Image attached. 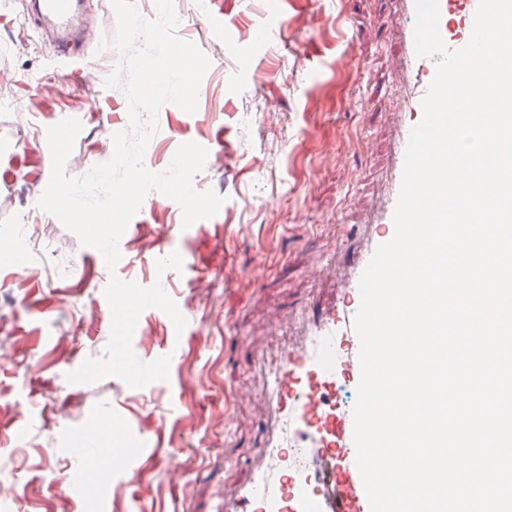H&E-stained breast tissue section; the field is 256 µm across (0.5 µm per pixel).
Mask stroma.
<instances>
[{
  "instance_id": "obj_1",
  "label": "stroma",
  "mask_w": 512,
  "mask_h": 512,
  "mask_svg": "<svg viewBox=\"0 0 512 512\" xmlns=\"http://www.w3.org/2000/svg\"><path fill=\"white\" fill-rule=\"evenodd\" d=\"M281 5L283 27L258 45L263 0H174L179 36L211 66L195 114L160 110L144 163L161 171L180 144L211 146L193 184L224 204L186 229L177 203L145 198L111 271L36 206L51 170L47 126L82 109L66 164L80 176L112 157L128 125L124 93L104 86L118 58L99 47L116 29L111 2L96 0L84 57L62 65L26 0H0V512H213L248 477L261 442L253 357L298 336L317 289L334 287L318 271L352 245L354 225L369 223L402 110L392 0ZM171 249L187 266L158 274ZM113 275L143 286L164 279L186 318L178 334L164 312L144 311L133 336L140 360L169 357L168 380L67 382L104 352ZM106 417L161 439L181 482L159 467L115 475L108 502L88 494L93 470L72 459L65 434Z\"/></svg>"
}]
</instances>
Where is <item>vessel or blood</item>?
Instances as JSON below:
<instances>
[{
	"label": "vessel or blood",
	"instance_id": "obj_1",
	"mask_svg": "<svg viewBox=\"0 0 512 512\" xmlns=\"http://www.w3.org/2000/svg\"><path fill=\"white\" fill-rule=\"evenodd\" d=\"M37 23L61 32L55 47L60 58H77L83 42L76 22L85 0H31ZM394 21L401 44L395 77L402 110L391 143L387 185L372 223L358 226L359 247L346 260L341 294L330 306H314L310 324L298 340L274 356L260 358L265 442L256 449L251 476L225 496L218 512H370L355 465L351 408L360 379L359 341L352 328L360 305L359 279L377 245L394 234L393 211L410 130L422 118L421 100L435 73L436 61L416 57L414 0H394ZM478 0H439V30L449 48L470 38ZM284 23L269 0L264 23L254 39L266 42ZM143 439L118 421L71 432L67 447L76 457L97 464L102 489L127 471L132 447ZM146 447V446H145Z\"/></svg>",
	"mask_w": 512,
	"mask_h": 512
}]
</instances>
